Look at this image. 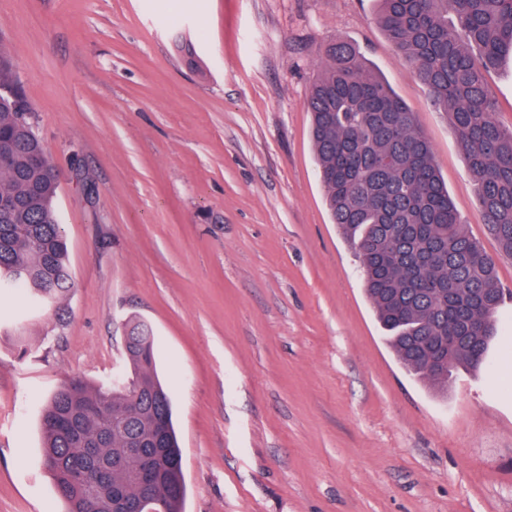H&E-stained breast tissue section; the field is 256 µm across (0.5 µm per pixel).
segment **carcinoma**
<instances>
[{"mask_svg":"<svg viewBox=\"0 0 512 512\" xmlns=\"http://www.w3.org/2000/svg\"><path fill=\"white\" fill-rule=\"evenodd\" d=\"M387 38L450 118L476 187L488 233L512 258V126L495 118L485 74L512 53V0H377ZM312 82L307 109L333 223L357 258L377 318L399 362L421 380L448 385L455 369L478 370L504 301L495 260L454 211L431 144L414 112L368 68L357 45L330 43ZM10 57L0 48V294L23 291L34 309L61 303L72 288L69 249L57 209L59 178L45 154ZM453 330L468 340L448 351ZM126 370L92 388L73 380L47 400L43 464L66 512H123L112 486L133 504L143 496L125 464L103 476L91 456L124 455L131 439L172 465L156 482L153 512H184L183 457L171 396L156 370L153 336L127 326Z\"/></svg>","mask_w":512,"mask_h":512,"instance_id":"1","label":"carcinoma"}]
</instances>
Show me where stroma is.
<instances>
[{"label": "stroma", "instance_id": "stroma-1", "mask_svg": "<svg viewBox=\"0 0 512 512\" xmlns=\"http://www.w3.org/2000/svg\"><path fill=\"white\" fill-rule=\"evenodd\" d=\"M375 0H0V45L59 172L74 287L0 296V512H64L41 458L63 384L125 369L153 328L185 512H512V300L483 366L447 389L399 363L333 224L306 97L359 46L430 141L496 259L446 113Z\"/></svg>", "mask_w": 512, "mask_h": 512}]
</instances>
